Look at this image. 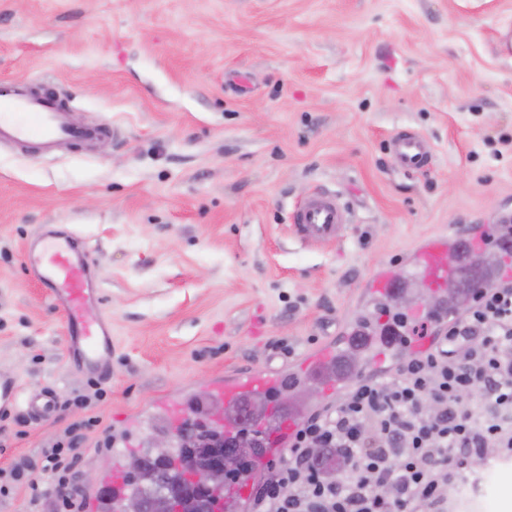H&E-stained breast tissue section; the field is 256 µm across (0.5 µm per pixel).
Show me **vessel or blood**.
<instances>
[{
  "instance_id": "obj_1",
  "label": "vessel or blood",
  "mask_w": 512,
  "mask_h": 512,
  "mask_svg": "<svg viewBox=\"0 0 512 512\" xmlns=\"http://www.w3.org/2000/svg\"><path fill=\"white\" fill-rule=\"evenodd\" d=\"M107 125L87 126L77 122L68 107L54 94L34 92L27 83L0 81V144L15 147L36 145L43 154L105 137ZM395 163L403 169H417L427 162L429 146L416 132L404 131L391 141ZM345 215L335 198L310 196L293 216L294 235L305 243L330 244L342 237ZM470 248L467 236L454 232L424 239L412 253V263L435 287L448 283L447 254H464ZM26 266L31 276L48 288L63 311L69 336V354L84 374L100 377L112 360V327L96 315L100 285L81 238L45 228L26 251ZM370 297L396 296L405 286L403 279L387 270L373 272L365 281ZM282 383L278 374L265 370L225 377L213 389L225 400L235 401L253 392L274 393ZM57 407L53 396L24 397L18 381L0 377V416L25 409L35 417L52 414Z\"/></svg>"
}]
</instances>
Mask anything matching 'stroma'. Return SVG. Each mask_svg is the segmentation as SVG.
I'll return each instance as SVG.
<instances>
[{"label":"stroma","mask_w":512,"mask_h":512,"mask_svg":"<svg viewBox=\"0 0 512 512\" xmlns=\"http://www.w3.org/2000/svg\"><path fill=\"white\" fill-rule=\"evenodd\" d=\"M512 0H0V80L63 98L112 134L54 157L0 146V375L55 389L54 414L0 417V512H60L12 481L87 425L79 474L108 482L180 398L205 418L212 380L291 362L381 305L387 268L427 236L512 210ZM430 159L398 167L391 140ZM314 194L348 212L340 242H300ZM84 240L112 324V371L70 365L66 321L28 274L43 225ZM395 163L403 169H418L427 162L429 146L416 132L403 131L391 141ZM363 288H366L365 292L370 297L389 295L392 300L402 288H405V281L386 269H380L370 275L364 282Z\"/></svg>","instance_id":"stroma-1"}]
</instances>
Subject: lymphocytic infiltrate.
I'll return each mask as SVG.
<instances>
[{"mask_svg":"<svg viewBox=\"0 0 512 512\" xmlns=\"http://www.w3.org/2000/svg\"><path fill=\"white\" fill-rule=\"evenodd\" d=\"M314 448L343 475L313 467ZM511 454L512 280L472 295L389 378L364 377L330 413L298 422L256 512H448L470 457Z\"/></svg>","mask_w":512,"mask_h":512,"instance_id":"1","label":"lymphocytic infiltrate"}]
</instances>
